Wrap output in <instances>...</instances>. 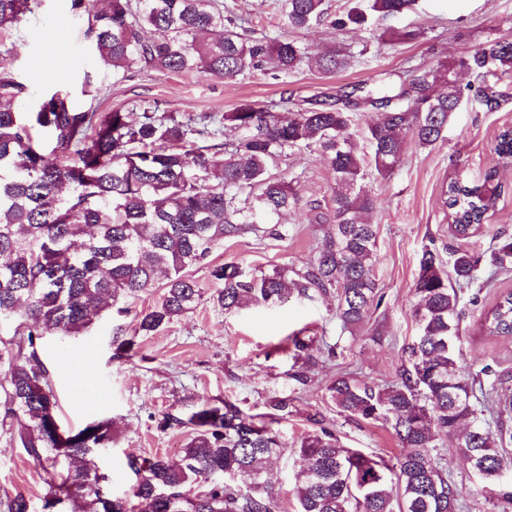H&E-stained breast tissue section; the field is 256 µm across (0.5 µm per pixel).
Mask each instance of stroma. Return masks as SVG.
Segmentation results:
<instances>
[{
	"mask_svg": "<svg viewBox=\"0 0 512 512\" xmlns=\"http://www.w3.org/2000/svg\"><path fill=\"white\" fill-rule=\"evenodd\" d=\"M224 14L254 36L274 37L280 32L275 0H224ZM83 24V17L71 11L70 0H43L0 43V69L11 71L28 89L19 103L21 110L64 84L78 106L101 112L123 109L135 119L146 106L197 118L219 117L246 102L284 112L340 90L379 84L388 74L418 64L440 66L479 43L512 34V0H416L405 15L345 31L322 22L291 32V39L308 51L294 72L256 71L232 80L203 73L113 70L82 38ZM387 29L412 30L416 36L393 42L381 36ZM45 37L59 39L61 53L43 52ZM336 50L351 52L346 68H317V56ZM87 73L99 89L93 99L80 93ZM508 127L512 100L491 111L467 102L449 124L444 141L428 148L408 144L400 166L389 177L368 171L365 183L377 200L372 274L384 303L357 326L343 328L332 295L314 303L292 295L274 306H250L231 314L212 299L217 288L210 276L213 267L234 262L250 274L283 266L297 269L324 244L331 231L327 219L333 211L334 176L315 148L301 146L288 150L276 168L299 199L281 236L251 231L217 243L206 264L188 271L200 291L188 312L157 332L135 335L137 314L162 300L166 277L160 273L150 288L126 300L127 314L107 310L76 337L44 335L37 352L58 399L61 427L78 429L96 419L112 422V447L101 460L110 477L103 486L105 497L130 495L135 477L126 465L128 455L178 460L192 433L183 420L206 403L229 401L249 413L264 414L273 398L291 400L288 417L277 426L284 450L268 466L280 512H298L296 448L303 435L318 427L330 428L344 447L396 460L403 448L390 425L339 412L328 388L344 374L378 387L397 383L407 348L418 334L414 283L422 250L432 243L459 245L448 236L452 218L445 191L450 181L478 183L487 170L498 167L502 192L487 219L488 230L470 238L467 246L486 257L494 245L492 232L512 235V167H499L494 152L498 134ZM481 277L484 287L461 294L463 360L470 372L479 374L482 387L493 386L499 394L512 396V340L478 331L482 314L502 293L512 291V270L486 264ZM296 333L314 339L311 380L303 388L288 377L295 363L291 338ZM131 335L137 338L135 355L117 356V340ZM169 416L174 425H165ZM435 445L460 491L459 512H512V502L490 504L477 496V477L456 457L446 435H439ZM18 493L29 499L33 512H39L45 494L39 470L21 448L2 436L0 499Z\"/></svg>",
	"mask_w": 512,
	"mask_h": 512,
	"instance_id": "35a3bbf8",
	"label": "stroma"
}]
</instances>
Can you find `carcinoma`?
I'll list each match as a JSON object with an SVG mask.
<instances>
[{"label": "carcinoma", "instance_id": "1", "mask_svg": "<svg viewBox=\"0 0 512 512\" xmlns=\"http://www.w3.org/2000/svg\"><path fill=\"white\" fill-rule=\"evenodd\" d=\"M40 2L0 0V33L16 28ZM70 2L84 17L85 39L113 69L222 78L268 66L294 71L307 52L288 30L327 16L324 0H282V32L270 39L226 27L220 0H106L103 8L98 0ZM414 5L367 0L331 24L339 31L363 27L371 15L393 18ZM146 28L157 36L145 37ZM346 63L339 51L317 60L329 72ZM459 70L482 79L475 102L498 108L512 95L487 79L512 71V36L482 42L435 69L412 68L356 100L345 94L286 114L241 104L224 113V125L240 136L211 145L194 137L190 115L145 107L133 122L120 109H78L62 89L23 112L18 103L26 85L0 71V323L13 326V340L0 348V436L42 470L48 487L43 512H279L266 464L284 449L273 424L288 417V398H275L265 420L228 402L177 420L192 428L180 460L127 457L137 481L132 499L115 502L101 494L109 475L99 465L102 450L112 445L111 423L60 429L37 341L46 333L82 334L107 307L148 288L159 271L167 274L162 301L138 316V332H155L192 309L200 293L187 270L203 263L217 242L259 224L279 235L274 225L298 200L271 168L299 146L317 147L334 174L333 232L299 269L249 275L235 263L213 268L219 284L213 300L232 313L275 305L291 294L306 301L334 294L343 325L361 323L382 302L371 274L376 199L362 184L364 164L369 160L377 174L389 175L408 140L424 148L444 140L462 105ZM366 105L378 112L367 127L368 155L350 132L354 112ZM496 153L512 163V128L499 134ZM497 180L492 168L479 184L448 183L452 238L482 232L500 193ZM492 239L490 265L512 267V237L496 233ZM480 262L458 247L450 252L448 272L437 249H423L414 287L418 336L399 381L378 388L340 377L329 387L339 411L390 423L406 451L389 464L343 447L326 427L304 435L297 448L303 465L295 474L299 512H457L460 492L435 453L438 433L454 441L480 480V494L512 499L503 456L512 432H493L485 419L487 412L498 420L511 413L512 400L497 398L492 388L476 397L457 347L460 291L479 280ZM480 330L512 337V292L483 315ZM311 344L308 336L294 337V359L312 363Z\"/></svg>", "mask_w": 512, "mask_h": 512}]
</instances>
